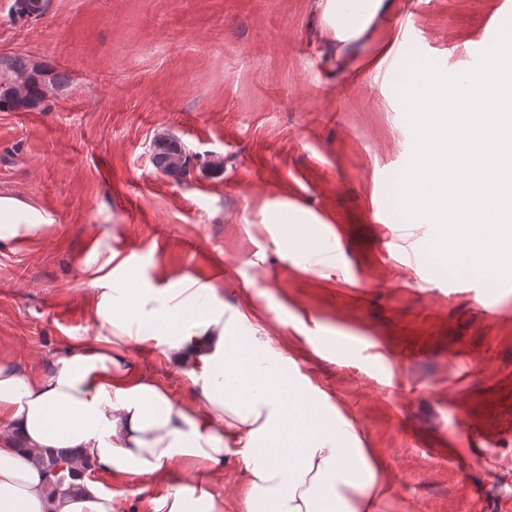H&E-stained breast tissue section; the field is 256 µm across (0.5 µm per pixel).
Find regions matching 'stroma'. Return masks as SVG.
<instances>
[{"instance_id": "1", "label": "stroma", "mask_w": 512, "mask_h": 512, "mask_svg": "<svg viewBox=\"0 0 512 512\" xmlns=\"http://www.w3.org/2000/svg\"><path fill=\"white\" fill-rule=\"evenodd\" d=\"M11 3L0 55L69 82L0 112V189L55 217L48 240L0 249V360L42 375L93 338L77 262L112 224L144 279L223 280L226 302L270 325L385 464L377 512H512V281L441 273L433 225L396 222L414 141L397 93L408 62L473 68L512 0H400L370 42L406 21L417 42L377 72L336 63L316 0H48L18 22ZM161 136L190 156L182 181L151 161ZM294 206L335 234V265L309 263L316 230ZM125 357L188 396L160 350ZM88 476L116 512H154L172 485L146 480L129 497L122 479Z\"/></svg>"}]
</instances>
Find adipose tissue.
Returning <instances> with one entry per match:
<instances>
[{
    "label": "adipose tissue",
    "mask_w": 512,
    "mask_h": 512,
    "mask_svg": "<svg viewBox=\"0 0 512 512\" xmlns=\"http://www.w3.org/2000/svg\"><path fill=\"white\" fill-rule=\"evenodd\" d=\"M322 34L339 58L377 69L394 44L367 51V35L398 0H322ZM55 218L31 198L0 191V248L46 239ZM111 227L96 228L81 264L96 333L69 344L48 373L0 364V512H114L112 492L76 475L81 493L53 491L36 458L67 448L110 476L136 484L180 473L154 512H224L213 486L233 463L240 512H376L388 475L353 425L291 376L269 329L224 300V284L190 277L155 285L135 279ZM157 347L191 386L175 398L136 375L129 346Z\"/></svg>",
    "instance_id": "adipose-tissue-1"
}]
</instances>
